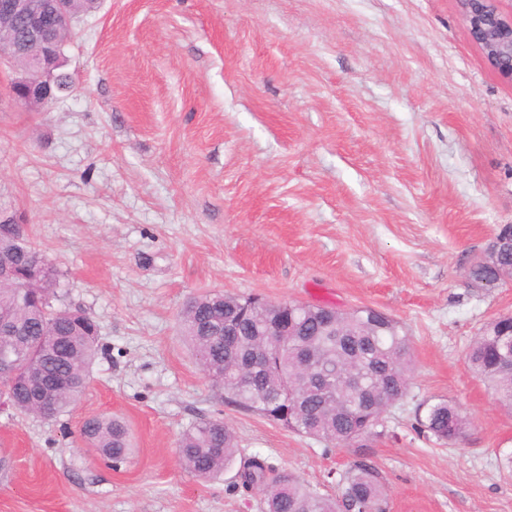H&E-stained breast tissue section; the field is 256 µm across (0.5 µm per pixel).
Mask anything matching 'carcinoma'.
<instances>
[{
	"label": "carcinoma",
	"mask_w": 512,
	"mask_h": 512,
	"mask_svg": "<svg viewBox=\"0 0 512 512\" xmlns=\"http://www.w3.org/2000/svg\"><path fill=\"white\" fill-rule=\"evenodd\" d=\"M21 252L8 284H0V314L11 316L24 337L11 346L17 369L24 377L35 372L42 388L51 392L49 417L68 412L86 390L99 352L95 320L82 310L55 308L59 273L45 283L26 281L27 260L43 254L24 239H0V258ZM469 278L494 288L512 277V251L495 262L479 258L468 268ZM234 300L206 292L192 297L180 314L181 334L196 362L212 381L224 387L228 402L269 420L282 415L290 431L338 446L361 435L377 434L383 413L408 392L412 373L410 338L400 324L383 312L366 307L326 322L325 307L304 304L288 312L292 333L274 335L268 315L255 310L239 325L237 335H224V320L234 314ZM256 350L271 357L254 370L250 381L239 383L240 361ZM314 356V367L302 364ZM469 360L476 376L492 391L498 404L512 412V315L490 320L472 343ZM0 394L17 411L34 414L31 388L0 377ZM423 432L444 444L461 440L469 420L451 402L440 399L418 408ZM80 437L100 457L116 466L132 452L127 424L100 415L85 422ZM238 453L235 436L219 418H202L178 441L184 469L195 477L217 478ZM243 485L262 494V512H382L384 488L378 473L363 461L341 477V498L322 496L292 473L275 471L260 456L249 458L240 473Z\"/></svg>",
	"instance_id": "obj_1"
}]
</instances>
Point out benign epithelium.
Segmentation results:
<instances>
[{
  "label": "benign epithelium",
  "mask_w": 512,
  "mask_h": 512,
  "mask_svg": "<svg viewBox=\"0 0 512 512\" xmlns=\"http://www.w3.org/2000/svg\"><path fill=\"white\" fill-rule=\"evenodd\" d=\"M471 40L489 67L512 83V16L504 15L497 0H457ZM75 22L71 0H0V26L20 23L22 35L4 46L0 58L23 67L11 86L21 105H43L52 95L61 57V40Z\"/></svg>",
  "instance_id": "1"
}]
</instances>
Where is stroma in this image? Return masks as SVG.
Masks as SVG:
<instances>
[{
  "label": "stroma",
  "instance_id": "stroma-1",
  "mask_svg": "<svg viewBox=\"0 0 512 512\" xmlns=\"http://www.w3.org/2000/svg\"><path fill=\"white\" fill-rule=\"evenodd\" d=\"M65 55L80 89L47 108L16 104L0 65V213L24 219L101 351L71 412L0 403V512H259L238 464L181 466L204 417L240 460L325 495L362 460L384 512H512V413L467 358L512 313V281L466 277L512 224V84L456 0H100ZM204 291L387 313L411 340L407 397L362 448L236 408L180 336ZM440 399L471 422L453 445L418 429ZM99 415L132 433L120 468L79 436ZM238 451L234 434L220 418H201L178 441L182 466L203 479L221 476L232 465Z\"/></svg>",
  "mask_w": 512,
  "mask_h": 512
}]
</instances>
